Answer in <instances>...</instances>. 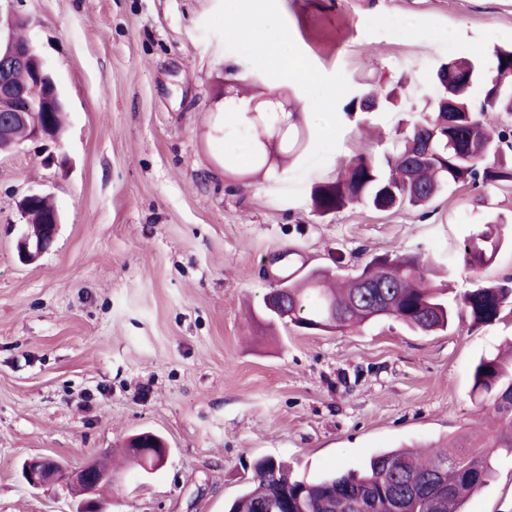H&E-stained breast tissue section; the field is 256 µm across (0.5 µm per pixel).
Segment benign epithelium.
Instances as JSON below:
<instances>
[{"label": "benign epithelium", "mask_w": 512, "mask_h": 512, "mask_svg": "<svg viewBox=\"0 0 512 512\" xmlns=\"http://www.w3.org/2000/svg\"><path fill=\"white\" fill-rule=\"evenodd\" d=\"M24 17L15 11H9L6 19L0 18V141L7 140L11 147L30 142H46L58 147L62 143L64 129L51 121V109L61 104L57 84L32 42L20 39L16 35L18 25ZM16 70L26 73L33 83H45L51 90L50 105L41 111L32 106L25 88L15 84L11 75ZM21 128L25 136L14 137V130ZM47 196L32 193L18 202V212L23 224H32L33 207ZM41 232L34 235L26 230L17 242L22 259L33 261L48 251L54 243L61 224L58 209L43 215L39 221ZM23 477L33 488L60 486L81 497L78 512H107L108 502L97 496L98 484L112 480V472L102 460L88 462L81 468H71L59 461L44 456H31L23 465Z\"/></svg>", "instance_id": "7a95c632"}]
</instances>
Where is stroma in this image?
Listing matches in <instances>:
<instances>
[{"label":"stroma","mask_w":512,"mask_h":512,"mask_svg":"<svg viewBox=\"0 0 512 512\" xmlns=\"http://www.w3.org/2000/svg\"><path fill=\"white\" fill-rule=\"evenodd\" d=\"M26 37L66 105L67 168L28 143L0 154V512H77L29 487L24 460L77 467L132 435L161 436L154 470L123 472L110 512H225L256 459L314 479L371 455L483 433L472 371L512 341L490 324L422 334L382 319L352 330L268 327L263 297L294 271L421 254L450 272L448 304L481 283L512 288V244L476 271L460 251L481 225L512 235V182L449 188L430 204L325 216L313 184L356 154L383 159L435 69L512 47V0H23ZM275 25L294 68L268 72L240 25ZM260 78L299 103L307 144L278 177L254 175L224 110L230 81ZM399 88L404 110L356 112ZM331 113V125L312 117ZM49 194L54 245L20 260L16 203ZM467 512H512V452Z\"/></svg>","instance_id":"stroma-1"}]
</instances>
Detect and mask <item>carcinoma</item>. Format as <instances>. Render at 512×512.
<instances>
[{"label": "carcinoma", "mask_w": 512, "mask_h": 512, "mask_svg": "<svg viewBox=\"0 0 512 512\" xmlns=\"http://www.w3.org/2000/svg\"><path fill=\"white\" fill-rule=\"evenodd\" d=\"M494 57L491 75L483 78L481 111L511 113L512 48H498ZM480 65L469 59L441 65L436 72L441 94L411 123L396 150L382 163L360 155L334 181L313 186V209L328 215L362 202L388 211L425 205L451 185L512 181V164L500 159L499 144L507 139V131L487 129L476 118L467 92L455 97L454 109L442 104L448 87L463 88L476 81ZM14 79L26 86L31 100H43L44 86L29 83L22 72ZM243 130L257 170L279 171L268 164L255 122L248 121ZM288 131L280 159L298 154L304 143L299 123ZM500 242L499 226L488 225L464 243V264L474 270L491 264ZM428 271V263L417 254L375 258L346 281L338 280L333 271L315 270L285 282L286 306L263 300L260 316L308 330L392 318L422 333L443 331L453 314L445 290L429 284ZM511 300V288L479 284L462 296L458 316L488 324ZM472 391L497 419L496 430L484 443L463 434L450 441L448 450L425 458L408 447L382 450L360 469L330 473L314 482L297 477L286 461L260 458L246 487L225 512H465V503L492 477L493 450L512 452V361L481 358L474 368Z\"/></svg>", "instance_id": "obj_1"}]
</instances>
